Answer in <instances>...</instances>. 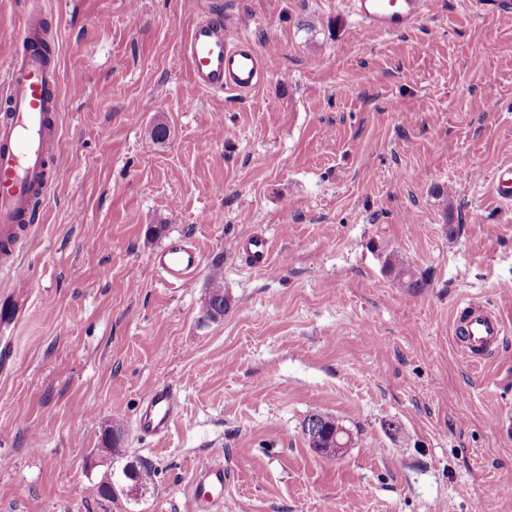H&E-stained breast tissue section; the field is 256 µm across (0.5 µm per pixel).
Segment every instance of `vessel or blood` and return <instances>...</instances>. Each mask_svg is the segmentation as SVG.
<instances>
[{"label":"vessel or blood","mask_w":512,"mask_h":512,"mask_svg":"<svg viewBox=\"0 0 512 512\" xmlns=\"http://www.w3.org/2000/svg\"><path fill=\"white\" fill-rule=\"evenodd\" d=\"M362 29L401 33L413 28L430 11L431 0H351ZM45 26L40 16L26 19L19 33V51L0 87V271L19 283L27 278L16 257L31 224L40 216V201L58 177L53 132L57 123L58 75L53 59L43 50ZM194 82L208 91L250 92L269 69L266 58L249 42H229L220 19L197 21L181 44ZM498 202L512 204V161L499 164L490 175ZM254 267L267 268L270 249L261 236L244 243ZM202 256L192 245L174 241L160 248L154 264L164 281L184 288L193 282ZM452 334L464 340L469 354L484 356L502 341V316L480 302L457 309ZM182 402L168 385L155 386L145 397L136 418L139 437L168 433L181 416ZM223 463L199 467L193 480L196 512H211L224 494Z\"/></svg>","instance_id":"vessel-or-blood-1"}]
</instances>
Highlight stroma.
<instances>
[{"label": "stroma", "instance_id": "stroma-1", "mask_svg": "<svg viewBox=\"0 0 512 512\" xmlns=\"http://www.w3.org/2000/svg\"><path fill=\"white\" fill-rule=\"evenodd\" d=\"M30 13L55 46L59 177L0 325V512H126L90 464L113 425L158 470L141 512H194L216 460L222 512H512L493 424L512 410V206L489 185L512 160V12L435 0L390 34L348 0H0V80ZM213 15L270 60L254 91L194 84L180 45ZM178 237L202 256L188 288L154 264ZM216 274L228 310L204 324ZM472 299L507 329L479 363L451 332ZM159 384L183 416L137 437ZM312 413L350 429L342 456L310 448ZM244 247L254 267L264 269L269 266L270 249L264 237L253 236L244 242ZM225 480L223 463L207 464L196 470L192 487L197 512H213L212 506L224 494Z\"/></svg>", "mask_w": 512, "mask_h": 512}]
</instances>
